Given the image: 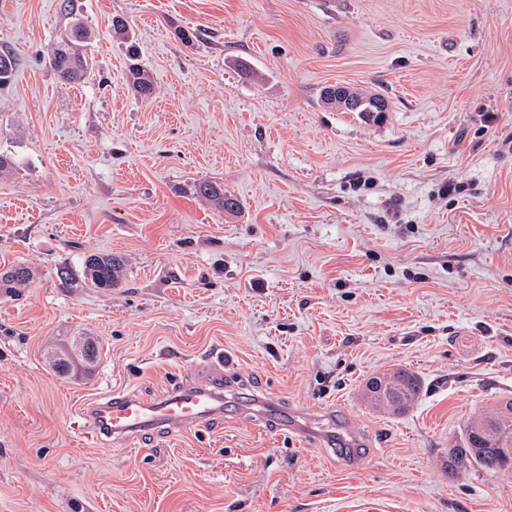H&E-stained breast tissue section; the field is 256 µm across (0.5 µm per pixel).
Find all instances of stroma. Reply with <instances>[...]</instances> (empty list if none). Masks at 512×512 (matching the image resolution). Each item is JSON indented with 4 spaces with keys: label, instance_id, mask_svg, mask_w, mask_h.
Instances as JSON below:
<instances>
[{
    "label": "stroma",
    "instance_id": "stroma-1",
    "mask_svg": "<svg viewBox=\"0 0 512 512\" xmlns=\"http://www.w3.org/2000/svg\"><path fill=\"white\" fill-rule=\"evenodd\" d=\"M61 3L0 0L18 58L0 268L34 272L0 293V512H512V474L444 468L474 414L512 401V0ZM74 14L93 32L81 84L48 62ZM336 84L388 112L326 104ZM200 178L240 209L187 194ZM109 251L120 285L84 287V257ZM78 336L100 364L54 373L48 352ZM218 352L222 417L96 437L84 405L157 400ZM396 367L422 391L391 416L364 387ZM263 405L336 434H289ZM129 82L137 95L144 100H148L155 92L154 83L149 73L138 62H134L129 67Z\"/></svg>",
    "mask_w": 512,
    "mask_h": 512
}]
</instances>
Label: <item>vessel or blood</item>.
I'll use <instances>...</instances> for the list:
<instances>
[{
  "instance_id": "obj_1",
  "label": "vessel or blood",
  "mask_w": 512,
  "mask_h": 512,
  "mask_svg": "<svg viewBox=\"0 0 512 512\" xmlns=\"http://www.w3.org/2000/svg\"><path fill=\"white\" fill-rule=\"evenodd\" d=\"M97 437L134 441L143 434L191 429L224 412V389L211 381L186 384L155 402L111 393L87 408Z\"/></svg>"
}]
</instances>
